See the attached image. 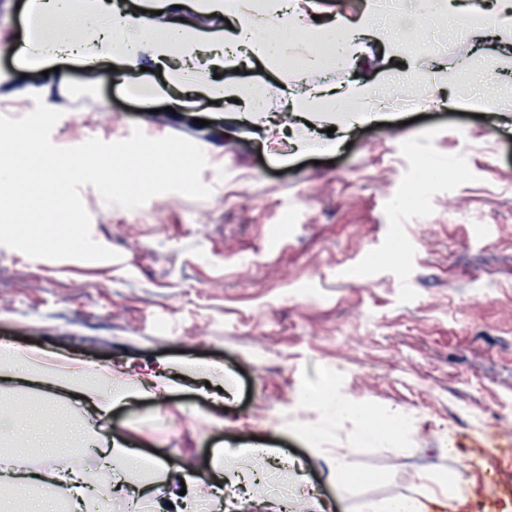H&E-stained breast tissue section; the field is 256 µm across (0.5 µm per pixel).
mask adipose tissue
I'll use <instances>...</instances> for the list:
<instances>
[{"label":"adipose tissue","mask_w":512,"mask_h":512,"mask_svg":"<svg viewBox=\"0 0 512 512\" xmlns=\"http://www.w3.org/2000/svg\"><path fill=\"white\" fill-rule=\"evenodd\" d=\"M183 0H144L142 10L115 16L110 0H29L27 5L31 33L18 52L21 69L51 67L57 57L70 54L89 66L112 56H121L129 67H138L141 57L166 65L170 61H204L209 66L224 64V49L243 47L247 54L260 60L287 61L289 50L306 45L309 66L320 59L354 62L367 53V37L388 43L393 50L408 52L411 62L405 76L421 77L416 60L424 46L420 25L402 19L381 22L374 9H366L353 21L331 26H309L296 31L289 14L300 11L301 0H193L196 13L236 20L234 29L204 27L169 20L149 21V12L174 13ZM317 103L336 112L347 113L349 121H372L378 114L374 108L377 94L372 85L354 81L342 94L331 96L323 89L312 93ZM18 352L0 351V379L17 383H34L47 389L70 391L84 396L92 406L93 416L108 412L125 399L124 386H111L102 391L95 375L72 368L58 371L47 368L41 353L29 354L30 372L18 370ZM23 435L35 448L47 449L53 464L49 469L26 470L19 457L0 452V488L10 496H19L30 485L41 486L46 496L37 512H57L59 504H67L70 512H98L100 491L91 483V462L83 451L65 446L46 448L44 430H33L30 416L0 418V437ZM102 467L114 477L144 475L149 486L167 484L170 469L158 455L146 456L121 442L111 441L99 449ZM212 476L197 472L184 475L183 481L191 504L210 506L221 501L228 468L222 450H215L210 464Z\"/></svg>","instance_id":"adipose-tissue-1"}]
</instances>
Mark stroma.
Masks as SVG:
<instances>
[{"label": "stroma", "instance_id": "stroma-1", "mask_svg": "<svg viewBox=\"0 0 512 512\" xmlns=\"http://www.w3.org/2000/svg\"><path fill=\"white\" fill-rule=\"evenodd\" d=\"M27 0H0V115L19 118L41 95L62 116L54 144L111 142L141 127L151 138L196 143L210 197L170 192L128 210L81 190L91 235L115 260L34 259L0 246V344L47 352L66 366L87 358L120 376L127 364L166 360L179 371L156 397H131L76 431V395L4 390L45 415L73 447L101 439L160 452L174 470L203 468L215 449L262 445L263 490L310 487L294 512H361L369 500H423V512H512V71L500 74V111L477 117L471 75L506 55L494 32L458 21L436 29L423 65L454 76L463 106L405 109L428 81L396 82L397 56L379 42L340 83L384 89L381 122L339 131L342 113L308 103L317 144L274 145L267 127L234 119L239 104L211 102L215 82L288 83L290 70L244 57L170 112L182 88L121 58L87 68L27 71L13 102V52L27 32ZM17 76V75H16ZM161 88L151 103L136 89ZM455 161L417 204L398 209L416 172ZM337 388L338 415L317 404ZM313 411L301 410L303 399ZM413 415L410 443L355 444L358 408ZM343 459L347 483L336 479ZM458 492L423 499L429 477Z\"/></svg>", "mask_w": 512, "mask_h": 512}]
</instances>
